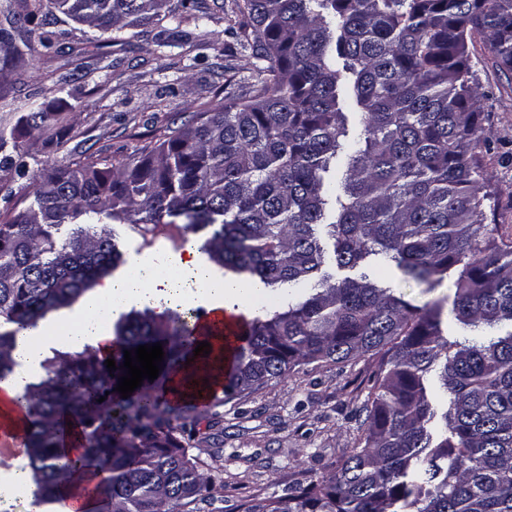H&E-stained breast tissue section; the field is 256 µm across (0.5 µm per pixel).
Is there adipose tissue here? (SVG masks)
<instances>
[{
    "label": "adipose tissue",
    "mask_w": 512,
    "mask_h": 512,
    "mask_svg": "<svg viewBox=\"0 0 512 512\" xmlns=\"http://www.w3.org/2000/svg\"><path fill=\"white\" fill-rule=\"evenodd\" d=\"M180 296L177 282L159 273L152 259H140L135 273L122 280H105L94 295L84 299L73 315L72 327L63 331L62 338L75 349L89 345L99 349L101 354H109L112 337L104 329L106 321L123 313L132 302ZM33 336L30 330L19 334L14 351L18 366L7 379L0 381V437L8 440L20 439L28 430L27 419L20 411V398L40 372L46 353L45 347L34 344Z\"/></svg>",
    "instance_id": "obj_1"
}]
</instances>
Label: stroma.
<instances>
[{
    "label": "stroma",
    "mask_w": 512,
    "mask_h": 512,
    "mask_svg": "<svg viewBox=\"0 0 512 512\" xmlns=\"http://www.w3.org/2000/svg\"><path fill=\"white\" fill-rule=\"evenodd\" d=\"M181 12V24L163 22L128 36L126 43L98 39L94 30L54 14L49 26L53 48L41 31L28 33L32 46L25 64L13 65L0 47V130L20 127L31 103L53 118L20 141L29 175L0 170V214L29 202L31 178L63 165L88 149L129 160L153 147L180 116L224 97L226 90L251 95L256 61L230 34L235 24L230 0H197ZM478 84L483 135L491 142L486 157L490 188L497 199L488 224L512 237V71L499 67L482 37L469 46ZM72 80L65 92L53 87L62 75ZM377 279L401 288L421 306L446 297L447 285L427 290L403 280L394 265L375 268ZM375 363L361 358L347 364L311 363L257 391L229 394L200 406L188 452L224 488L203 512H228L243 499L263 498L295 480L328 475L345 449L364 435L357 412L370 391Z\"/></svg>",
    "instance_id": "stroma-1"
}]
</instances>
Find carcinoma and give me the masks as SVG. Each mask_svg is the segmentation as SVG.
I'll list each match as a JSON object with an SVG mask.
<instances>
[{
	"label": "carcinoma",
	"instance_id": "obj_1",
	"mask_svg": "<svg viewBox=\"0 0 512 512\" xmlns=\"http://www.w3.org/2000/svg\"><path fill=\"white\" fill-rule=\"evenodd\" d=\"M164 2L50 0L114 43L161 21ZM232 2V34L259 61L253 98L204 104L135 162L81 151L35 176L28 206L0 221V380L18 366L19 331L123 262L112 225L131 224L141 247L188 245L253 293L229 391L302 364L379 357L358 446L328 476L236 512H512V241L485 224L495 201L468 51L479 35L512 70V0ZM38 20L26 9L10 23ZM346 85L362 132L338 177ZM51 119L34 105L0 134V169L25 177L18 140ZM375 262L429 290L448 282V314L441 300L417 306L380 285L366 272ZM346 269L356 274L336 277ZM451 322L508 331L465 343L446 334ZM157 342L158 378L121 398L124 351ZM195 344L185 317L131 311L115 322L116 371L90 349L43 360L21 397L38 503H56L74 472L102 461L111 512L216 499L183 443L193 397H168L176 374L182 386L196 378ZM69 421L83 438L74 459L60 452Z\"/></svg>",
	"mask_w": 512,
	"mask_h": 512
}]
</instances>
